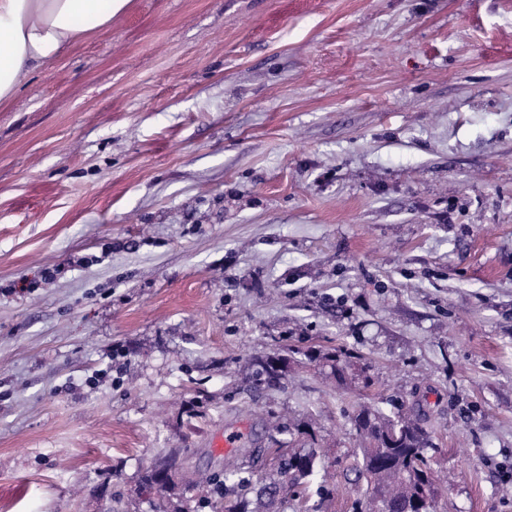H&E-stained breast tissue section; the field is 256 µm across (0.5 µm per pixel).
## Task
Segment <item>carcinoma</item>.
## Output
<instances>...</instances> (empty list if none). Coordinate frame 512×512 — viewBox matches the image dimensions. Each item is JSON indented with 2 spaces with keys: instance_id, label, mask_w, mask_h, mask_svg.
<instances>
[{
  "instance_id": "obj_1",
  "label": "carcinoma",
  "mask_w": 512,
  "mask_h": 512,
  "mask_svg": "<svg viewBox=\"0 0 512 512\" xmlns=\"http://www.w3.org/2000/svg\"><path fill=\"white\" fill-rule=\"evenodd\" d=\"M318 364L330 369L336 379H346V364L336 350L310 347L306 350L288 346V352H272L251 359L252 372L247 380L254 391L277 390L284 387V380L291 365ZM354 427L362 439L361 458L356 465L358 477L374 484L377 496L387 502L388 512H404L408 499L426 487L434 492L432 469L425 456L429 436L422 423L400 410L388 415L378 408H363L354 417ZM294 434L303 439L300 448H272L276 478L256 485L254 468L247 461L224 469V477L211 476L204 480L211 497L207 506L211 512H253L248 494L256 492L260 498L272 502L280 492L290 486L305 483L315 473L318 453L316 436L307 423L295 425ZM173 463L176 473L192 484L189 449L166 448L155 463L146 468L139 482V489L154 491L159 470Z\"/></svg>"
}]
</instances>
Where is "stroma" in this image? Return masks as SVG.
<instances>
[{"mask_svg": "<svg viewBox=\"0 0 512 512\" xmlns=\"http://www.w3.org/2000/svg\"><path fill=\"white\" fill-rule=\"evenodd\" d=\"M282 336L368 377L250 390ZM396 400L437 512H512V0H129L0 102V512H205L143 471L278 416L337 491L273 512H356ZM189 460V449L165 448L162 454H160L158 459L155 461V463L152 466L146 468V470L144 471V474L142 475L141 480L139 482V489L142 492L146 493L153 492L155 490L154 486L157 480L159 470L163 466L167 465L170 461L177 466V469L172 478L169 480L167 487H165L163 492H161L160 494L172 489L173 477L176 474H181L183 477H186L188 484H193L194 480L192 476L194 473L191 470Z\"/></svg>", "mask_w": 512, "mask_h": 512, "instance_id": "stroma-1", "label": "stroma"}]
</instances>
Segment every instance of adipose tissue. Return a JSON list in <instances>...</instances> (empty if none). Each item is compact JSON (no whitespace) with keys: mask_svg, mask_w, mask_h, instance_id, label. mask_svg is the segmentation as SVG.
<instances>
[{"mask_svg":"<svg viewBox=\"0 0 512 512\" xmlns=\"http://www.w3.org/2000/svg\"><path fill=\"white\" fill-rule=\"evenodd\" d=\"M128 0H0V101L35 69L87 32L111 22Z\"/></svg>","mask_w":512,"mask_h":512,"instance_id":"obj_1","label":"adipose tissue"}]
</instances>
